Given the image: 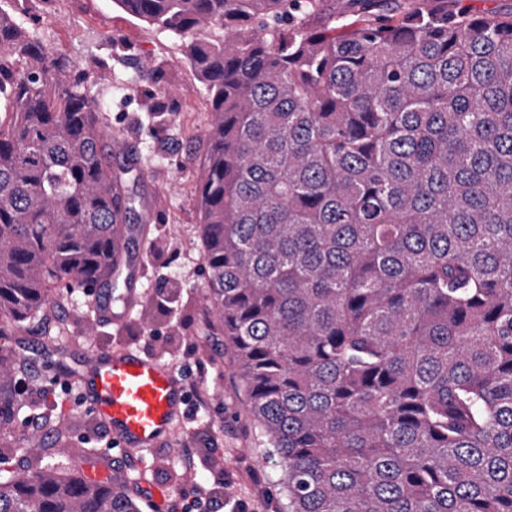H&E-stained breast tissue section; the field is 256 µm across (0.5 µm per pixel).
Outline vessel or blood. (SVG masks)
<instances>
[{"label":"vessel or blood","mask_w":512,"mask_h":512,"mask_svg":"<svg viewBox=\"0 0 512 512\" xmlns=\"http://www.w3.org/2000/svg\"><path fill=\"white\" fill-rule=\"evenodd\" d=\"M80 378L99 424L122 446L170 441L186 394L168 365L129 349L87 350Z\"/></svg>","instance_id":"1"}]
</instances>
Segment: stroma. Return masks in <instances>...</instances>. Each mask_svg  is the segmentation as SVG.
Masks as SVG:
<instances>
[{"mask_svg": "<svg viewBox=\"0 0 512 512\" xmlns=\"http://www.w3.org/2000/svg\"><path fill=\"white\" fill-rule=\"evenodd\" d=\"M29 20L42 38L77 64L107 60L120 91L106 95L112 132V168L139 200L135 225L148 228L149 251L133 272L137 306L119 320L101 317L103 295L76 292L51 311L47 333L20 336L31 376L23 393L29 407L14 427L15 467L33 462L25 449L29 412L53 409L69 425L70 454L82 451L124 470L140 512H181L194 487L224 485L247 512H286L271 450L248 412L238 370L225 357L224 339L212 335L200 296L205 273L199 242L197 184L192 164L209 121L210 104L178 39L141 21L115 0H30ZM166 110L152 116L154 102ZM137 172H127L129 162ZM130 348L168 363L200 399H189L170 443L145 451L114 444L90 411L78 381L79 349ZM196 459H189V450ZM167 492L155 502L152 492Z\"/></svg>", "mask_w": 512, "mask_h": 512, "instance_id": "stroma-1", "label": "stroma"}]
</instances>
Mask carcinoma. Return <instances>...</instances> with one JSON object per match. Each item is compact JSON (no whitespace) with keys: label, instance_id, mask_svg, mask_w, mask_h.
Listing matches in <instances>:
<instances>
[{"label":"carcinoma","instance_id":"1","mask_svg":"<svg viewBox=\"0 0 512 512\" xmlns=\"http://www.w3.org/2000/svg\"><path fill=\"white\" fill-rule=\"evenodd\" d=\"M0 0V337L131 288L136 197L87 69ZM179 39L210 104L204 316L288 512H512V14L463 0H115ZM0 346V512H140L56 458L3 467L25 409Z\"/></svg>","mask_w":512,"mask_h":512}]
</instances>
